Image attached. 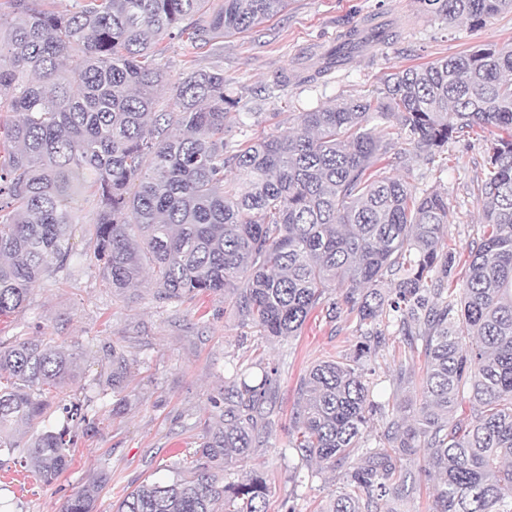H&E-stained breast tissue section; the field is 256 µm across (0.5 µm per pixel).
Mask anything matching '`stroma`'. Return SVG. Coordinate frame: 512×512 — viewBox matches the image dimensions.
<instances>
[{
	"mask_svg": "<svg viewBox=\"0 0 512 512\" xmlns=\"http://www.w3.org/2000/svg\"><path fill=\"white\" fill-rule=\"evenodd\" d=\"M380 22L395 31L394 40L353 54L315 82L291 81L273 90L279 76L314 73L325 51L347 30ZM482 44L512 45V11L475 30L464 21L451 24L425 14L418 0H288L276 16L200 48L168 41L158 63L170 84L193 69L223 71L228 90L238 100V115L228 123L224 137L238 144L288 133L296 128L301 112L368 96L397 69ZM404 146L400 138L387 144L382 165L413 193L436 190L447 196V240L457 251H466L482 222L472 187L483 172L485 142L449 144L450 162L440 173L422 161L399 158ZM74 206L80 219L72 239L78 261L69 274L50 275L36 284L24 311L0 316V340L47 336L71 349L77 368L63 396L91 401L101 423L98 432L89 434L74 426L72 462L52 485L17 466L0 470V502L21 504L23 512H61L70 494L103 471L108 480L96 492V512H113L145 479L165 477V464L197 448L205 423H218L210 399L223 394L231 365L257 363L278 370L272 427L254 453L256 465L272 481L268 512H283L286 501L296 512H317L320 502L341 487L343 477L331 471L308 477L307 464L288 454L297 388L312 361L353 350L354 321L343 316L330 324L315 313L300 335L266 339L241 327L231 298L220 293L162 302L146 278L115 291L103 280L85 234L94 208L82 199ZM114 351L128 364L118 398L96 383ZM373 366L375 398L415 409L418 386L393 385V353L377 357ZM292 466L301 473L295 483L288 479Z\"/></svg>",
	"mask_w": 512,
	"mask_h": 512,
	"instance_id": "1",
	"label": "stroma"
}]
</instances>
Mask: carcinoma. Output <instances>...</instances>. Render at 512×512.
I'll use <instances>...</instances> for the list:
<instances>
[{
  "label": "carcinoma",
  "mask_w": 512,
  "mask_h": 512,
  "mask_svg": "<svg viewBox=\"0 0 512 512\" xmlns=\"http://www.w3.org/2000/svg\"><path fill=\"white\" fill-rule=\"evenodd\" d=\"M452 23L484 27L512 0H419ZM0 0V316L75 257L69 199L88 190L103 279L118 290L151 271L156 297L231 296L260 336L299 335L315 311L356 319L350 353L301 377L289 448L330 471L343 490L318 512H394L412 493L406 460L436 480L434 512H512V46L408 67L371 99L303 112L296 131L241 149L224 142L236 98L224 72L193 70L157 111L167 84L163 40L196 49L276 15L286 0ZM180 133L168 135L171 123ZM441 171L451 142L489 144L474 196L483 224L468 253L445 240L448 197L412 193L377 167L383 143ZM236 179L226 177V169ZM340 292L341 302L330 291ZM400 336V375L419 360L420 402L409 421L373 397L369 361ZM75 355L51 338L0 341V465L46 485L68 468V423L95 428L89 403L49 395L73 377ZM112 352L105 384L121 388ZM273 371L233 368L222 421L204 430L191 466L174 463L116 512H268L271 483L252 464L271 425ZM469 402L473 415L457 409ZM381 422L370 443L371 420ZM232 469L237 478L224 481ZM94 488L64 512H93Z\"/></svg>",
  "instance_id": "obj_1"
}]
</instances>
